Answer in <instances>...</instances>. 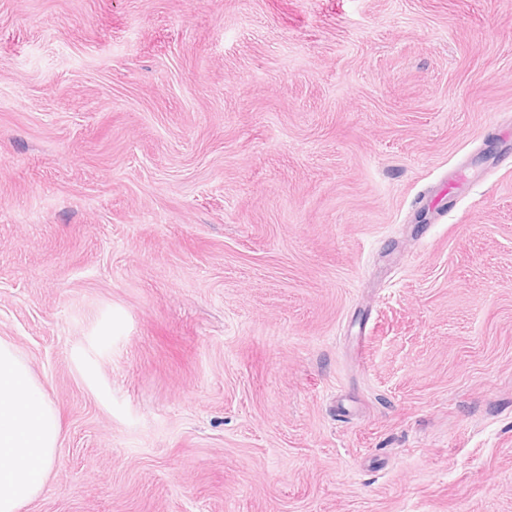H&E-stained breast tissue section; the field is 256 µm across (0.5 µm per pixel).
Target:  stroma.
I'll return each instance as SVG.
<instances>
[{"label":"stroma","instance_id":"35a3bbf8","mask_svg":"<svg viewBox=\"0 0 512 512\" xmlns=\"http://www.w3.org/2000/svg\"><path fill=\"white\" fill-rule=\"evenodd\" d=\"M22 512H512V0H0ZM60 435L57 410L15 346L0 338V512L41 493Z\"/></svg>","mask_w":512,"mask_h":512}]
</instances>
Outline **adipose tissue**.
Segmentation results:
<instances>
[{"label":"adipose tissue","mask_w":512,"mask_h":512,"mask_svg":"<svg viewBox=\"0 0 512 512\" xmlns=\"http://www.w3.org/2000/svg\"><path fill=\"white\" fill-rule=\"evenodd\" d=\"M60 435L57 410L15 346L0 339V512L41 493Z\"/></svg>","instance_id":"1"}]
</instances>
